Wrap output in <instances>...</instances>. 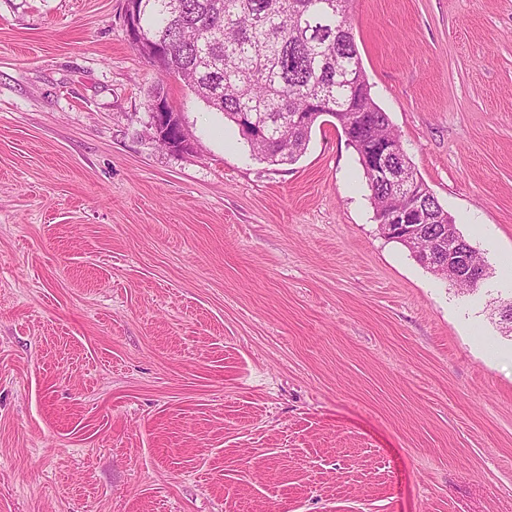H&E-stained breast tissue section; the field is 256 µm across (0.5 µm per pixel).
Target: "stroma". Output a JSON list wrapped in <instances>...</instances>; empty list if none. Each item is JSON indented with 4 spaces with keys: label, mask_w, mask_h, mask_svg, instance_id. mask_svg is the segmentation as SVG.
<instances>
[{
    "label": "stroma",
    "mask_w": 512,
    "mask_h": 512,
    "mask_svg": "<svg viewBox=\"0 0 512 512\" xmlns=\"http://www.w3.org/2000/svg\"><path fill=\"white\" fill-rule=\"evenodd\" d=\"M124 9L0 0V512H512V0L350 15L468 292L381 235L339 126L255 159ZM163 98L153 96L150 99V109L153 118V127L156 132V138L158 140L166 137L170 138L169 130L175 127L176 123H180L177 112H174L173 108ZM169 124V125H167Z\"/></svg>",
    "instance_id": "stroma-1"
}]
</instances>
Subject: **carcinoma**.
<instances>
[{
    "instance_id": "carcinoma-1",
    "label": "carcinoma",
    "mask_w": 512,
    "mask_h": 512,
    "mask_svg": "<svg viewBox=\"0 0 512 512\" xmlns=\"http://www.w3.org/2000/svg\"><path fill=\"white\" fill-rule=\"evenodd\" d=\"M353 0H131L146 43L137 51L160 75H178L208 107L234 124L254 155L272 165L307 150L322 109L334 110L357 155L388 142L389 168L416 174L389 116L374 101L348 23ZM375 211L405 202L451 248L456 225L431 191L402 200L397 184L363 169Z\"/></svg>"
}]
</instances>
